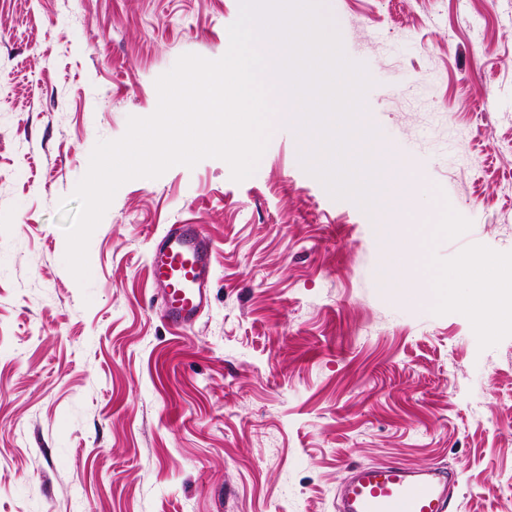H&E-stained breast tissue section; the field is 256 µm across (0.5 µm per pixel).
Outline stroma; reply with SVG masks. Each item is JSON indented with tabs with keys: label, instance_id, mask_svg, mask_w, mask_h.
Returning a JSON list of instances; mask_svg holds the SVG:
<instances>
[{
	"label": "stroma",
	"instance_id": "35a3bbf8",
	"mask_svg": "<svg viewBox=\"0 0 512 512\" xmlns=\"http://www.w3.org/2000/svg\"><path fill=\"white\" fill-rule=\"evenodd\" d=\"M239 0H0V512H336L350 467L442 464L456 512H512V336L389 295L374 212L276 124L237 182L205 158L124 183L67 269L59 204L155 82L229 48ZM372 81L362 125L471 222L441 259L512 252V0H323ZM197 224L210 303L163 317L153 233Z\"/></svg>",
	"mask_w": 512,
	"mask_h": 512
}]
</instances>
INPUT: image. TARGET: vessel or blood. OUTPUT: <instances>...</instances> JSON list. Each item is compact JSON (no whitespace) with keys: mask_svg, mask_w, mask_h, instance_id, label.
I'll return each mask as SVG.
<instances>
[{"mask_svg":"<svg viewBox=\"0 0 512 512\" xmlns=\"http://www.w3.org/2000/svg\"><path fill=\"white\" fill-rule=\"evenodd\" d=\"M213 245L195 224H170L152 238L149 265L164 285L163 307L174 328L191 324L209 305ZM453 473L398 461L359 465L344 482L338 512H453Z\"/></svg>","mask_w":512,"mask_h":512,"instance_id":"obj_1","label":"vessel or blood"}]
</instances>
